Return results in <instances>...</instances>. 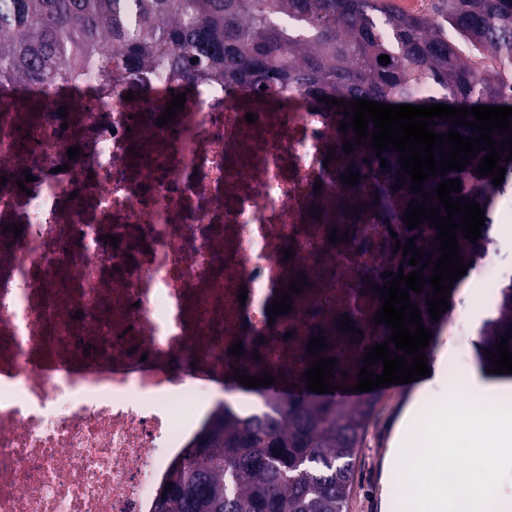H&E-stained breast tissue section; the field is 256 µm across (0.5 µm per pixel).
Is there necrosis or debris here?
Segmentation results:
<instances>
[{
	"label": "necrosis or debris",
	"mask_w": 512,
	"mask_h": 512,
	"mask_svg": "<svg viewBox=\"0 0 512 512\" xmlns=\"http://www.w3.org/2000/svg\"><path fill=\"white\" fill-rule=\"evenodd\" d=\"M173 86L90 78L0 100V512H153L219 405L204 381L245 360L232 343L262 337L258 369L283 387L302 382L318 335L336 385L362 368L375 286L412 237L391 170L345 152L337 115L293 89L259 104L203 79L158 126ZM509 235L459 241L494 304L512 282ZM294 279L290 311L269 317Z\"/></svg>",
	"instance_id": "necrosis-or-debris-1"
}]
</instances>
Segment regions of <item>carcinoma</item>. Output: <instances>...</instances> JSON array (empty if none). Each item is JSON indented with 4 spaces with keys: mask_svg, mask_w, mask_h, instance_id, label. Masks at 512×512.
I'll list each match as a JSON object with an SVG mask.
<instances>
[{
    "mask_svg": "<svg viewBox=\"0 0 512 512\" xmlns=\"http://www.w3.org/2000/svg\"><path fill=\"white\" fill-rule=\"evenodd\" d=\"M390 62L379 63L378 57ZM198 58L193 63L191 59ZM150 72L184 85L248 84L259 100L288 87L349 104L512 107V0H436L410 15L387 0H0V85L53 86ZM430 84L442 95L422 96ZM482 150L462 171L422 182L431 195L460 179L453 198L485 210L512 186L480 176ZM483 349L512 332V286ZM276 416L220 407L170 465L154 512H344L356 448L371 408L294 396Z\"/></svg>",
    "mask_w": 512,
    "mask_h": 512,
    "instance_id": "obj_1",
    "label": "carcinoma"
}]
</instances>
